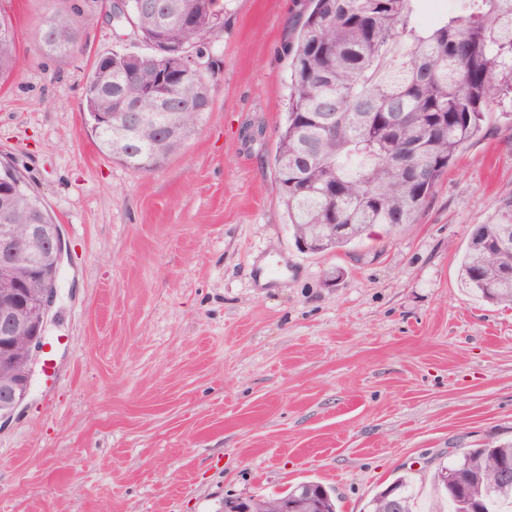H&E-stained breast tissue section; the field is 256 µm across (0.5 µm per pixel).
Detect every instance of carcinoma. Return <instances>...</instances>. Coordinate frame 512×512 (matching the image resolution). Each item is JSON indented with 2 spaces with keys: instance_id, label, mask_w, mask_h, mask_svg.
<instances>
[{
  "instance_id": "carcinoma-1",
  "label": "carcinoma",
  "mask_w": 512,
  "mask_h": 512,
  "mask_svg": "<svg viewBox=\"0 0 512 512\" xmlns=\"http://www.w3.org/2000/svg\"><path fill=\"white\" fill-rule=\"evenodd\" d=\"M127 0L128 26L151 53L115 52L94 62L83 93L87 113L110 112L115 127L95 134L99 150L150 172L183 148L211 109L214 75L181 70L171 58L208 57L221 26L218 0H155L159 15ZM422 0H313L290 48L288 116L273 156L275 185L294 239H320L329 252L363 241L374 228L412 224L441 176L478 137L485 112L512 98V0H459L455 13L420 24ZM58 22L69 41L48 52L67 56L76 24ZM16 61L15 39L0 40V74ZM15 224L52 217L26 189ZM512 228V200L493 221L475 225L460 263L461 283L492 305H512V263L497 249ZM512 465V440L470 448L433 476L450 512L512 507V483H496ZM288 494L301 512H337L332 489L306 482ZM406 479L371 500V512H413Z\"/></svg>"
}]
</instances>
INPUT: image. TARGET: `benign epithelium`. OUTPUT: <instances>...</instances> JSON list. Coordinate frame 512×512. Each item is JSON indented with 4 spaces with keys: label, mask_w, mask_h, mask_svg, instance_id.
I'll use <instances>...</instances> for the list:
<instances>
[{
    "label": "benign epithelium",
    "mask_w": 512,
    "mask_h": 512,
    "mask_svg": "<svg viewBox=\"0 0 512 512\" xmlns=\"http://www.w3.org/2000/svg\"><path fill=\"white\" fill-rule=\"evenodd\" d=\"M13 196L15 192L7 190L0 201V355L20 372L0 376V419L9 417L30 391L66 251L63 237L43 238L41 224H27L24 232H18L13 224ZM19 263L27 270L25 279L13 275ZM29 278L41 281L43 287L28 288ZM224 512H253V498H227Z\"/></svg>",
    "instance_id": "benign-epithelium-1"
}]
</instances>
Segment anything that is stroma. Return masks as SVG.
Listing matches in <instances>:
<instances>
[{
  "label": "stroma",
  "instance_id": "35a3bbf8",
  "mask_svg": "<svg viewBox=\"0 0 512 512\" xmlns=\"http://www.w3.org/2000/svg\"><path fill=\"white\" fill-rule=\"evenodd\" d=\"M309 11L228 0L210 112L139 172L99 151L82 108L94 60L145 44L107 0H0L18 55L0 82V163L69 244L55 378L35 369L0 422V512H224L307 481L366 512L407 473L430 512L439 465L512 437V308L459 278L472 228L512 199V107H492L415 223L300 252L272 159ZM48 16L80 30L66 57L37 41Z\"/></svg>",
  "mask_w": 512,
  "mask_h": 512
}]
</instances>
